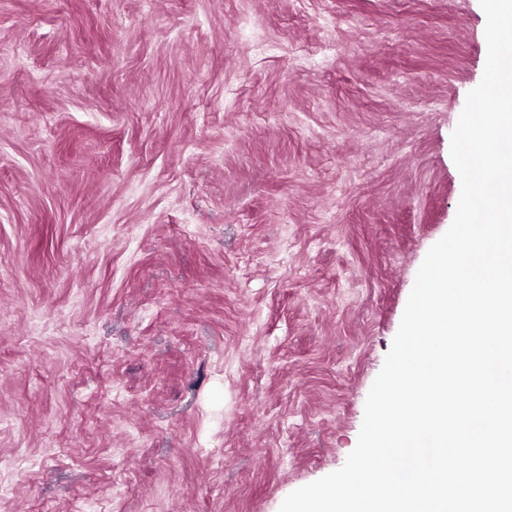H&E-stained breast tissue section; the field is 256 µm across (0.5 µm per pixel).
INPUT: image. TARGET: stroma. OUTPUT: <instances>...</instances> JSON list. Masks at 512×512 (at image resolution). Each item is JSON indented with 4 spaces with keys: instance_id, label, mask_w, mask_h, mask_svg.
Returning <instances> with one entry per match:
<instances>
[{
    "instance_id": "1",
    "label": "stroma",
    "mask_w": 512,
    "mask_h": 512,
    "mask_svg": "<svg viewBox=\"0 0 512 512\" xmlns=\"http://www.w3.org/2000/svg\"><path fill=\"white\" fill-rule=\"evenodd\" d=\"M479 0H0V512H279L340 469L462 182Z\"/></svg>"
}]
</instances>
